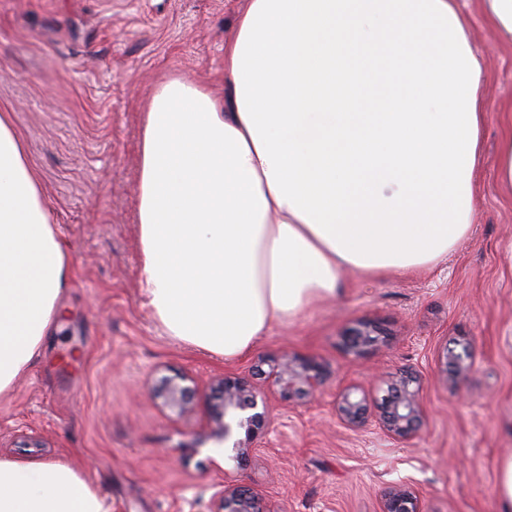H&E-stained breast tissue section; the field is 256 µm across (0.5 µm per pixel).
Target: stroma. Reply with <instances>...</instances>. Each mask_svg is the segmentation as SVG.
Returning a JSON list of instances; mask_svg holds the SVG:
<instances>
[{
	"instance_id": "35a3bbf8",
	"label": "stroma",
	"mask_w": 512,
	"mask_h": 512,
	"mask_svg": "<svg viewBox=\"0 0 512 512\" xmlns=\"http://www.w3.org/2000/svg\"><path fill=\"white\" fill-rule=\"evenodd\" d=\"M243 0H0V107H11L73 264L67 314L33 366L0 397V457L77 461L110 512H209L213 484L253 487L276 512H382L404 484L420 512H499L512 455V197L495 159L512 134V39L479 0H459L482 69L483 158L468 234L432 269L347 274L337 298L274 325L227 361L165 336L141 303L137 157L141 113L171 76L224 92V40ZM382 335L363 355L359 322ZM472 366L447 374L446 348ZM313 360L320 392L285 399L268 382L283 357ZM410 370L425 420L408 442L379 425L387 377ZM239 378L273 406L272 431L236 465L208 440L212 379ZM194 387L167 407L168 380ZM368 398L363 427L336 394ZM380 334V328L377 325L361 322L345 335L346 346L360 355L377 340V336ZM366 398L358 397L355 387H347L336 396V415L349 427H359L364 423ZM497 496L499 499L501 511H512V456L504 458L499 466V476L497 482Z\"/></svg>"
}]
</instances>
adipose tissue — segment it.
I'll return each mask as SVG.
<instances>
[{"label": "adipose tissue", "instance_id": "obj_1", "mask_svg": "<svg viewBox=\"0 0 512 512\" xmlns=\"http://www.w3.org/2000/svg\"><path fill=\"white\" fill-rule=\"evenodd\" d=\"M457 0H245L224 94L154 88L138 149L140 290L232 360L348 273L431 269L468 232L484 120ZM72 265L0 110V396L65 315ZM0 512H109L72 461L0 458Z\"/></svg>", "mask_w": 512, "mask_h": 512}]
</instances>
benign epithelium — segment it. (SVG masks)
Returning a JSON list of instances; mask_svg holds the SVG:
<instances>
[{
    "label": "benign epithelium",
    "instance_id": "obj_1",
    "mask_svg": "<svg viewBox=\"0 0 512 512\" xmlns=\"http://www.w3.org/2000/svg\"><path fill=\"white\" fill-rule=\"evenodd\" d=\"M380 335V328L370 322H361L345 335L348 349L362 354ZM445 364L460 370L471 367V352L467 345L450 348L444 353ZM269 376L283 397L308 395L317 392L324 382V373L311 361L286 359L273 367ZM216 393L212 409L210 436L227 442L235 431L244 430L245 440H236L235 448H244L257 439L259 432L273 423L276 415L266 400H257L256 394L245 385L228 377L214 381ZM420 383L413 376H403L389 384L386 404L381 419L383 429L395 440L406 442L421 429L424 409L419 397ZM193 389L168 381L164 390V404L184 412L189 409ZM365 396H357L356 388L347 387L336 396V415L349 427L364 423ZM211 512H274L250 486L222 482L212 486ZM382 512H419L414 494L404 487H393L385 493Z\"/></svg>",
    "mask_w": 512,
    "mask_h": 512
}]
</instances>
